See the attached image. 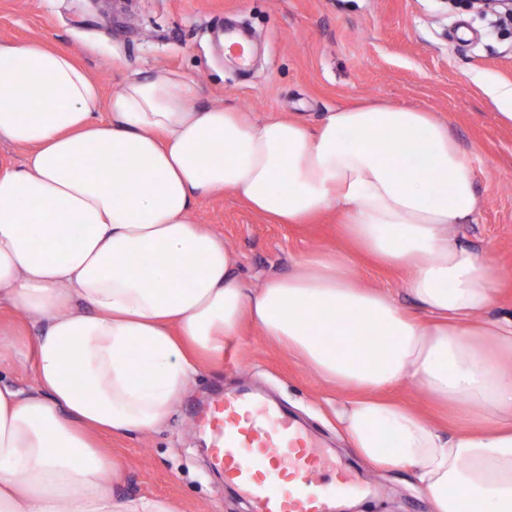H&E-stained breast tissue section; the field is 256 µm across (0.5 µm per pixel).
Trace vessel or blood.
<instances>
[{
	"label": "vessel or blood",
	"mask_w": 512,
	"mask_h": 512,
	"mask_svg": "<svg viewBox=\"0 0 512 512\" xmlns=\"http://www.w3.org/2000/svg\"><path fill=\"white\" fill-rule=\"evenodd\" d=\"M201 423L225 483L250 500L252 512H334L335 493L350 488L304 430L248 395L216 400Z\"/></svg>",
	"instance_id": "b4317fda"
}]
</instances>
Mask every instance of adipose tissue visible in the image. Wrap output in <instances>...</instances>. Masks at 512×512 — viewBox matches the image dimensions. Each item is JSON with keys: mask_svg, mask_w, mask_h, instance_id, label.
I'll use <instances>...</instances> for the list:
<instances>
[{"mask_svg": "<svg viewBox=\"0 0 512 512\" xmlns=\"http://www.w3.org/2000/svg\"><path fill=\"white\" fill-rule=\"evenodd\" d=\"M197 96L158 69L107 97L71 53L0 40V141L28 151L0 167V307L45 326L0 342V512H184L120 495L99 438L156 431L246 322L343 392L357 454L409 471L432 512H512V312L490 316L497 279L451 234L478 199L447 122L379 99L254 119ZM219 191L274 224L337 214L407 269L418 313L359 286L340 252L246 286L195 218ZM24 353L26 390L8 374ZM403 381L451 407L454 431L387 399Z\"/></svg>", "mask_w": 512, "mask_h": 512, "instance_id": "obj_1", "label": "adipose tissue"}]
</instances>
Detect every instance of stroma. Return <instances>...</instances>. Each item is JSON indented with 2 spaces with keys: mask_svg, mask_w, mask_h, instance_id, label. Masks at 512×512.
<instances>
[{
  "mask_svg": "<svg viewBox=\"0 0 512 512\" xmlns=\"http://www.w3.org/2000/svg\"><path fill=\"white\" fill-rule=\"evenodd\" d=\"M231 25L249 35L253 59L243 68L224 55ZM0 39L73 52L108 96L124 76L167 69L196 82L200 105H236L259 117L315 123L367 99L434 112L476 172V217L452 234L498 274V307H512V125L491 92L512 85V33L491 30L483 16L447 0H122L117 8L111 0H0ZM196 217L233 248L251 287L291 272L305 254L338 249L360 286L415 306L403 288L406 270L344 237L335 214L273 224L216 192L199 202ZM242 393L287 409L349 476L356 490L337 498V512H431L408 471L377 469L355 452L333 414L340 392L248 324L239 347L194 378L162 428L102 438L124 461L118 493L175 497L184 512H250L213 470L199 426L212 399Z\"/></svg>",
  "mask_w": 512,
  "mask_h": 512,
  "instance_id": "stroma-1",
  "label": "stroma"
}]
</instances>
